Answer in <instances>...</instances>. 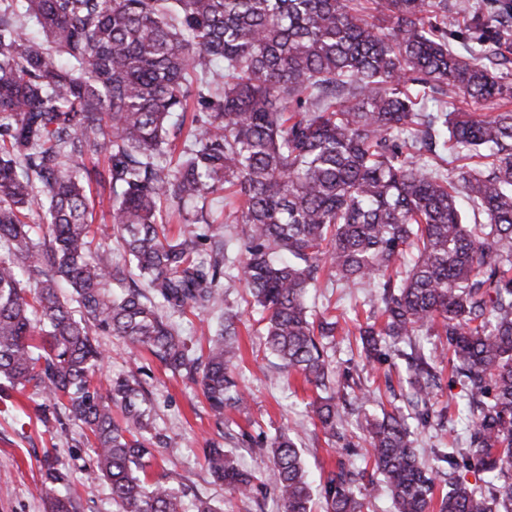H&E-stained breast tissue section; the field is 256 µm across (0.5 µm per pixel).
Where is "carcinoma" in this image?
<instances>
[{
  "label": "carcinoma",
  "mask_w": 512,
  "mask_h": 512,
  "mask_svg": "<svg viewBox=\"0 0 512 512\" xmlns=\"http://www.w3.org/2000/svg\"><path fill=\"white\" fill-rule=\"evenodd\" d=\"M511 45L512 0H0V382L53 399L59 435L88 431L117 512H185L186 484L147 478L165 435L140 383L94 380L97 333L199 385L221 426L245 405L233 317L203 340L176 319L223 304L225 261L285 372L321 390L339 320L328 307L313 319L308 291L324 274L372 284L364 367L406 357L423 426L448 422L437 364L466 390L468 434L435 452L450 467L439 512H512ZM192 88L204 117L172 167L161 158ZM103 151L122 266L93 246L85 161ZM221 193L235 236L206 261L202 235L157 223L164 200ZM432 330L443 340L426 350L416 336ZM378 406L364 444L394 512H431L441 469L420 459L407 417ZM315 414L341 437L333 397ZM269 448L283 512H311L295 433ZM203 452L215 480L253 492L236 455L215 441ZM358 479L329 471L325 512H361ZM45 485L47 512H73L50 460Z\"/></svg>",
  "instance_id": "carcinoma-1"
}]
</instances>
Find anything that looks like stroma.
I'll return each mask as SVG.
<instances>
[{"mask_svg": "<svg viewBox=\"0 0 512 512\" xmlns=\"http://www.w3.org/2000/svg\"><path fill=\"white\" fill-rule=\"evenodd\" d=\"M185 216L184 224H172V233L193 231L214 241L233 232L232 225L225 222L223 198L188 204ZM222 287L221 310L189 314L179 318L178 324L183 335L196 337L216 323L220 313L239 316L242 359L234 374L248 406L242 412L225 411L223 426H216L197 385L164 369L148 351L134 349L122 337L107 332L97 336L107 355L101 379L123 376L140 380L153 402L154 426L169 438L167 447L154 453L147 470L149 479L166 474L171 482H185L198 495L211 499L221 512H280L271 453L246 452L241 437L247 434L255 441L267 442L285 427L297 433L303 462L312 476L327 474L341 464L370 468L365 452L352 455L342 445L328 442L314 413L317 389L301 374L284 373L279 359L266 350L262 312L251 303L234 270L226 271ZM371 290V285L363 284L354 288H314L309 293L308 304L314 315H321L327 303L336 306L339 332L335 346L328 351L336 383L366 377L356 347L349 344L346 333L365 320L369 312L365 299ZM53 406V400L28 390L0 394V512H47L42 473L43 455L48 448L54 449L67 473L76 512H116L108 483L86 481L93 453L86 445L83 430L73 426L66 436H56ZM467 427L465 417L455 415L445 427L416 428L420 456L426 463H433L435 450L451 447L454 438L465 437ZM212 440L234 451L242 467L255 475L256 492L239 495L213 481L202 455Z\"/></svg>", "mask_w": 512, "mask_h": 512, "instance_id": "stroma-1", "label": "stroma"}]
</instances>
